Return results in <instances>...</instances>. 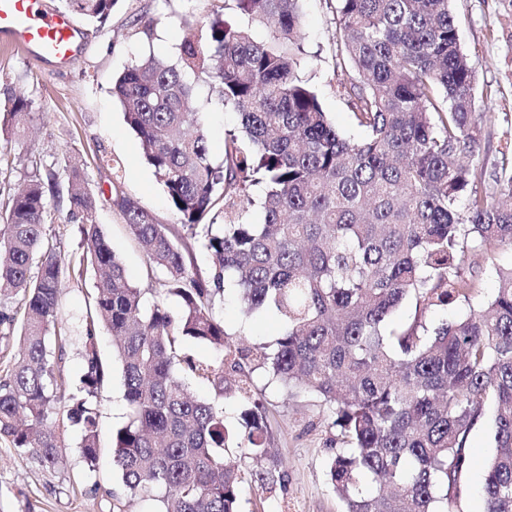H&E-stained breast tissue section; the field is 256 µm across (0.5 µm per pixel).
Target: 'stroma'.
I'll return each mask as SVG.
<instances>
[{"mask_svg":"<svg viewBox=\"0 0 512 512\" xmlns=\"http://www.w3.org/2000/svg\"><path fill=\"white\" fill-rule=\"evenodd\" d=\"M211 6V0H119L104 27L74 17L77 49L73 62L65 67L32 60L0 45V103L15 94L31 101L33 112L23 129L0 131V156L10 159L13 167L0 181V191L23 180L33 162L60 172L80 164L96 200L94 222L117 249L135 283L145 282L146 261L110 204L113 173L100 165V156L118 162L124 191L161 223L176 225L177 217L145 162L139 138L124 122L122 108L112 96V79L141 54L175 58L184 35L198 30ZM335 8L336 0H303L304 73L337 131L356 138L360 131L351 106L336 88ZM451 10L476 75L477 109L485 114L483 147L492 154L512 143V0H451ZM94 282L88 273L68 280L61 293L59 322L69 339L61 369L72 385L82 373L85 320ZM215 311L238 344L273 343L282 329L271 313L245 318L231 289ZM98 349L111 365V377L102 393L96 469L83 462L77 433L69 427L59 430L67 455V464L60 469L48 468L35 453L18 451L0 440V512H113L117 507L122 512H146V503L123 489L112 468V433L126 421L127 404L107 333H100ZM253 393L266 407L267 445L288 475V493H269L254 481H245L242 512H342L343 505L327 480L332 454L327 442L332 432L326 407L306 393L286 397L260 373L254 376ZM470 446L472 466L461 481L457 508L483 512L479 490L494 451L490 425L472 431Z\"/></svg>","mask_w":512,"mask_h":512,"instance_id":"1","label":"stroma"}]
</instances>
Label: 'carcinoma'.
I'll return each mask as SVG.
<instances>
[{
  "instance_id": "obj_1",
  "label": "carcinoma",
  "mask_w": 512,
  "mask_h": 512,
  "mask_svg": "<svg viewBox=\"0 0 512 512\" xmlns=\"http://www.w3.org/2000/svg\"><path fill=\"white\" fill-rule=\"evenodd\" d=\"M100 25L117 0H62ZM302 0H221L186 36L174 62L140 57L113 83L126 125L141 140L178 229L160 223L112 179L111 203L146 258L147 283L125 275L117 250L93 223L95 202L79 167L67 177L69 214L82 251L67 259L48 197L59 175L33 166L8 193L0 218V439L64 462L57 418L79 435L88 469L99 454V399L106 330L121 365L128 421L112 434V466L134 496L158 512H240L239 461L267 454L265 407L253 400L261 372L286 396H316L337 446L330 483L345 512H453L469 470L472 431L491 418L497 452L486 465L484 512H512V266L498 288L457 320L434 329V307L470 303L471 251L512 250V146L487 170L474 69L449 0H336L334 45L344 67L359 139L339 133L301 76ZM266 29L254 39L250 24ZM238 113L216 162L196 104ZM7 122L32 116L10 96ZM264 185L262 223L243 201ZM206 251L210 273L188 267L183 240ZM98 273L84 336V369L73 391L61 373L66 339L57 322L65 280ZM247 315L275 313L272 345L243 349L213 314L226 284ZM172 298L173 311L161 300ZM406 300L413 322L387 328ZM18 336L20 349L8 351ZM189 341L224 358L185 353ZM247 402L244 432L223 405L193 398L185 380ZM286 490L285 473H258Z\"/></svg>"
}]
</instances>
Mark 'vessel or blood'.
I'll return each mask as SVG.
<instances>
[{"mask_svg":"<svg viewBox=\"0 0 512 512\" xmlns=\"http://www.w3.org/2000/svg\"><path fill=\"white\" fill-rule=\"evenodd\" d=\"M0 43L36 60L51 58L65 64L74 57L75 28L44 0H0Z\"/></svg>","mask_w":512,"mask_h":512,"instance_id":"b4317fda","label":"vessel or blood"}]
</instances>
